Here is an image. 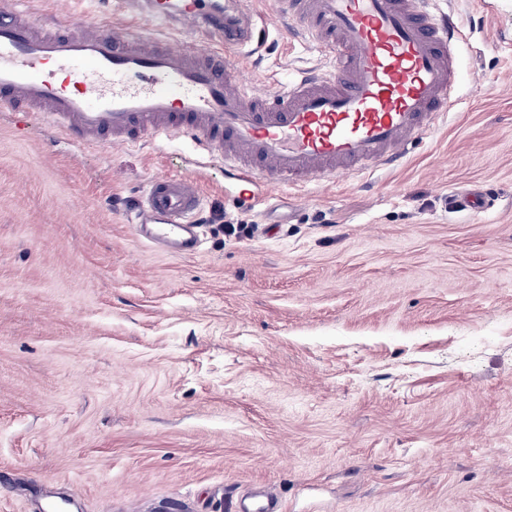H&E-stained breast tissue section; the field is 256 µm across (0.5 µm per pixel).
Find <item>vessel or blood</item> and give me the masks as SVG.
I'll use <instances>...</instances> for the list:
<instances>
[{
  "label": "vessel or blood",
  "instance_id": "vessel-or-blood-1",
  "mask_svg": "<svg viewBox=\"0 0 512 512\" xmlns=\"http://www.w3.org/2000/svg\"><path fill=\"white\" fill-rule=\"evenodd\" d=\"M332 61L256 86L238 62L261 15L252 0H117L125 23L50 27L0 0V108L42 112L74 144L146 138L220 156L239 198L264 206L283 182L387 169L434 132L456 97L467 39L431 0H274ZM174 31L161 38L142 22ZM208 33L200 45L191 33ZM202 174L150 179L133 224L157 249L199 247Z\"/></svg>",
  "mask_w": 512,
  "mask_h": 512
}]
</instances>
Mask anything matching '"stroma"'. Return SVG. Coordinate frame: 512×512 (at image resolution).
<instances>
[{"instance_id": "1", "label": "stroma", "mask_w": 512, "mask_h": 512, "mask_svg": "<svg viewBox=\"0 0 512 512\" xmlns=\"http://www.w3.org/2000/svg\"><path fill=\"white\" fill-rule=\"evenodd\" d=\"M449 0L459 99L403 167L240 205L199 250L130 222L188 146L0 111V512H512V0ZM246 74L328 71L287 21ZM490 194L478 212L455 206ZM228 224L250 235L224 233Z\"/></svg>"}]
</instances>
